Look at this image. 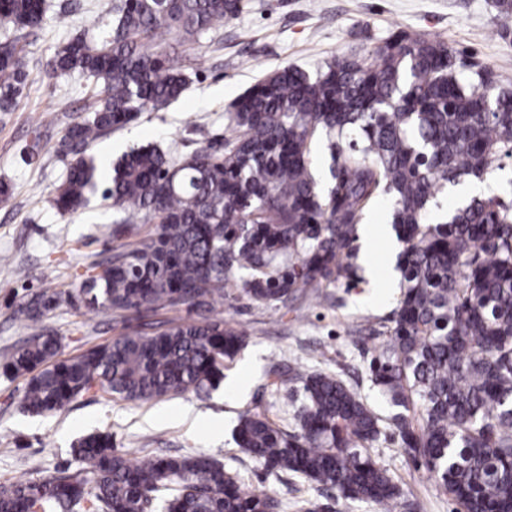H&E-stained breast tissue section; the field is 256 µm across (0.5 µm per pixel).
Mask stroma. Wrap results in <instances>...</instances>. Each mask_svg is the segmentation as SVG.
Masks as SVG:
<instances>
[{
    "label": "stroma",
    "mask_w": 512,
    "mask_h": 512,
    "mask_svg": "<svg viewBox=\"0 0 512 512\" xmlns=\"http://www.w3.org/2000/svg\"><path fill=\"white\" fill-rule=\"evenodd\" d=\"M246 10L194 45L186 73L190 88L169 106L144 112L126 127L94 142L95 159L112 164L130 147L153 145L186 154L224 138L229 105L267 73L295 65L316 75L339 54H360L398 31L445 40L475 63L512 75V15L496 0H247ZM45 23L23 40L30 59L27 84L14 111L0 112V355L30 334L23 308L41 291L77 289L87 267L110 256L112 205L92 199L63 215L49 199L65 181L70 163L61 150L69 126L83 114L84 99L97 82L73 72L54 75L46 67L58 46L82 33L91 13L111 9L112 0H46ZM71 13L65 25L56 16ZM390 203L380 198L361 226L371 236L374 277L358 272L352 283L319 288L278 307L258 306L230 289L214 312L245 335L224 379L208 396L188 393L133 404L93 390L51 416L20 408L25 380L0 373V480L29 481L54 467L74 466L72 444L94 431L110 433L120 451L146 454L202 453L223 462L248 489L263 491L298 512L297 501L331 503L336 512H385L365 501H328L326 491L298 476L281 480L237 447L232 431L241 414L268 417L294 432L287 386L277 372L299 363L310 372L338 375L382 419L393 409L372 384L371 355L387 340L399 296L401 250L385 226ZM195 309H159L138 314L82 312L60 302L43 318L61 338L70 358L124 333L154 332L197 319ZM370 454L401 488L399 512H455L456 505L425 469L407 458L389 432Z\"/></svg>",
    "instance_id": "1"
}]
</instances>
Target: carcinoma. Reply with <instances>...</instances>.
<instances>
[{
	"instance_id": "carcinoma-1",
	"label": "carcinoma",
	"mask_w": 512,
	"mask_h": 512,
	"mask_svg": "<svg viewBox=\"0 0 512 512\" xmlns=\"http://www.w3.org/2000/svg\"><path fill=\"white\" fill-rule=\"evenodd\" d=\"M244 8V0H116L110 24L54 52L52 73L89 74L102 88L63 137L74 163L50 204L72 213L100 190L118 214L112 237L149 229L92 264L78 292L32 297L30 336L0 369L28 376L21 406L32 415L92 389L133 403L205 394L245 339L207 317L224 290L277 306L352 282L359 225L388 196L402 282L388 338L368 363L371 380L395 409L398 445L458 512H512V204L476 196L445 222L429 210L448 184L482 181L493 159H512V79L467 63L443 40L401 32L337 56L314 77L293 66L270 72L233 102L219 150L134 147L110 170L87 154L100 136L185 93L189 77L163 47L166 36L185 47ZM43 22L44 0H0L10 31L0 41V112L12 111L28 77L18 44ZM318 136L325 179L310 160ZM64 295L91 311L186 305L206 316L61 359L60 337L42 319ZM288 372L303 388L299 431L247 413L234 429L238 447L276 477L300 474L344 500L392 503L400 488L368 453L380 418L338 376ZM72 455L75 470L0 482V512H148L153 494L167 496V512L281 506L208 455L133 457L100 432L79 438Z\"/></svg>"
}]
</instances>
